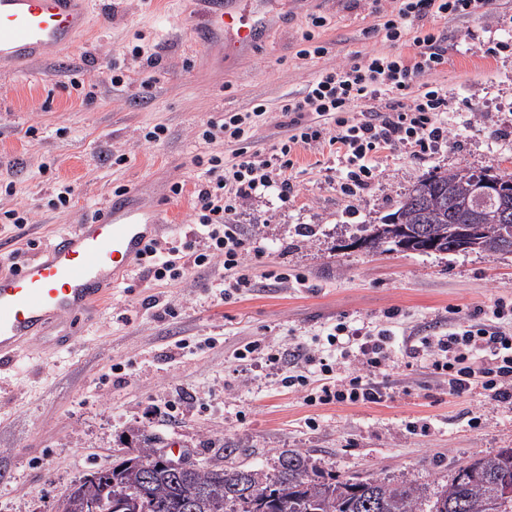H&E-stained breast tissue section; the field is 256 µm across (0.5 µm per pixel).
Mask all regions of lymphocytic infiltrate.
Returning <instances> with one entry per match:
<instances>
[{"instance_id": "obj_1", "label": "lymphocytic infiltrate", "mask_w": 512, "mask_h": 512, "mask_svg": "<svg viewBox=\"0 0 512 512\" xmlns=\"http://www.w3.org/2000/svg\"><path fill=\"white\" fill-rule=\"evenodd\" d=\"M488 0H399L394 16L384 24L392 42L412 41L417 49L413 63L393 54H373L352 64L326 69L302 97L284 99L280 110L288 116V138L281 147L264 152L254 138L267 113L259 104L247 112H228L206 123L200 134L204 144L231 146V153L212 151L196 156L201 173L194 184L195 226L192 240L181 246L158 241L148 248L147 273L154 280L178 279L185 267L211 265L224 260V284L231 290L251 287L254 276L248 263L250 247L238 225L228 217L251 198L278 190L287 196L293 188L289 175L298 149L337 147L342 152L351 186H366L373 175L372 158L381 150L413 145L422 149L442 139L448 131L445 96L440 88L415 92L418 78L437 71L444 62L431 36H419L420 22L430 15H468L487 6ZM411 95L406 108L375 109L383 97ZM492 322L471 317L454 323L446 336L423 340L424 348L440 352L437 368L448 375V392L461 395L481 388L489 401L512 403V331L503 319L512 308L495 304ZM392 333L363 334L345 323L328 334L329 344L356 349L363 366L376 368L390 356ZM292 373L282 379L286 387L314 386L312 400L322 404L377 403L379 386L361 377L338 378L326 358L298 344L289 350Z\"/></svg>"}]
</instances>
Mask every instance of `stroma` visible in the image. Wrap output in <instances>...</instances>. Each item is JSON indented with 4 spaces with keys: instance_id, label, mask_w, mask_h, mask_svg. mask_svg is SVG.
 I'll use <instances>...</instances> for the list:
<instances>
[{
    "instance_id": "stroma-1",
    "label": "stroma",
    "mask_w": 512,
    "mask_h": 512,
    "mask_svg": "<svg viewBox=\"0 0 512 512\" xmlns=\"http://www.w3.org/2000/svg\"><path fill=\"white\" fill-rule=\"evenodd\" d=\"M199 0H92V24L74 51L0 70V210L28 211L24 229L0 223V262L29 259L53 237L91 216L116 187L152 184L164 239L192 229L198 130L227 112L266 104L257 146L279 145L282 98L302 92L325 69L385 52L415 49L377 29L393 0H284L262 40L243 58H207L193 37ZM327 24L313 28L312 17ZM444 63L429 84L448 96V138L428 150L397 147L377 155L370 185L341 190L335 157L300 151L294 188L253 197L231 217L258 234L254 288L222 300L223 264L157 281L138 270L116 284L94 321L70 346L50 344L0 369V512H56L89 471L111 467L133 430L159 436L168 450L201 464L273 470L287 449L309 454L326 473L364 478L414 476L436 492L475 456L512 448V405L480 390L448 394L434 358L413 355L458 317L512 300V255L474 250L412 254L354 247L421 177L467 168L512 172V0L482 13L430 16ZM327 49L299 58L306 33ZM160 58L130 66L111 83L113 63L134 46ZM94 88L72 89L71 79ZM167 129L159 143L146 139ZM35 136H28V129ZM126 154V165L112 158ZM184 183L172 195L174 182ZM69 185V207L48 201ZM304 285H296L295 276ZM345 321L365 332L392 329V358L373 375L379 403L323 405L285 388L272 354L296 344L335 360L326 336ZM262 349L245 360L235 350Z\"/></svg>"
}]
</instances>
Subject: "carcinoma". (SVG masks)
<instances>
[{
  "instance_id": "carcinoma-1",
  "label": "carcinoma",
  "mask_w": 512,
  "mask_h": 512,
  "mask_svg": "<svg viewBox=\"0 0 512 512\" xmlns=\"http://www.w3.org/2000/svg\"><path fill=\"white\" fill-rule=\"evenodd\" d=\"M486 171L460 169L418 180L382 224L422 227L426 240L448 246V225H482L481 250L497 253L501 227L490 214L512 215V173L499 174L501 188L482 210L461 206ZM86 480L74 484L62 512H83ZM94 495L110 502L123 494L124 512H512V448L475 457L434 493L412 477L399 480L340 478L320 469L309 455L283 451L271 472L253 467L199 465L173 473L156 439L143 435L138 453L98 471Z\"/></svg>"
}]
</instances>
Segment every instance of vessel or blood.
<instances>
[{
	"mask_svg": "<svg viewBox=\"0 0 512 512\" xmlns=\"http://www.w3.org/2000/svg\"><path fill=\"white\" fill-rule=\"evenodd\" d=\"M89 0H0V68L70 49L88 28ZM195 33L226 59L243 56L265 32L278 0H203ZM163 229L162 211L141 187L109 198L91 217L57 234L19 270L0 269V364L51 340L68 346L94 320L113 286L131 276Z\"/></svg>",
	"mask_w": 512,
	"mask_h": 512,
	"instance_id": "obj_1",
	"label": "vessel or blood"
}]
</instances>
